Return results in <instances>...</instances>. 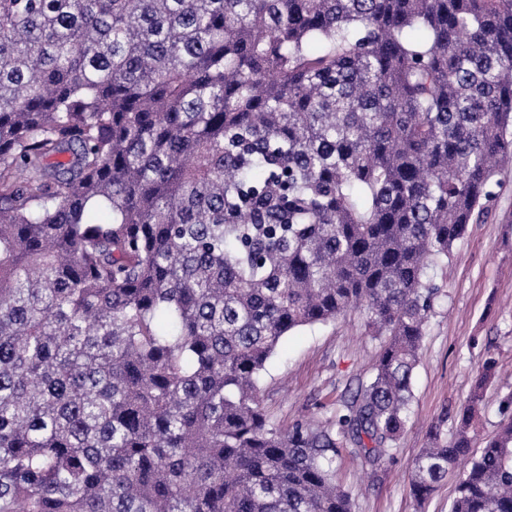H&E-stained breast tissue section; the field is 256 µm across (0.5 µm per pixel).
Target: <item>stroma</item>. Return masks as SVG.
<instances>
[{
    "label": "stroma",
    "instance_id": "obj_1",
    "mask_svg": "<svg viewBox=\"0 0 512 512\" xmlns=\"http://www.w3.org/2000/svg\"><path fill=\"white\" fill-rule=\"evenodd\" d=\"M499 179L486 219L469 225L447 265L429 271L442 292L422 342L409 423L392 459L370 467L345 448L336 461V479L351 494L352 512H448L457 472H449L421 506L408 492L406 473L434 418L465 403L489 353L500 375L484 392L473 453H480L502 419V402L512 393V167ZM381 349V340L366 335L363 317L355 311L290 333L264 371L262 405L268 420L285 429L302 419L332 417L369 382Z\"/></svg>",
    "mask_w": 512,
    "mask_h": 512
}]
</instances>
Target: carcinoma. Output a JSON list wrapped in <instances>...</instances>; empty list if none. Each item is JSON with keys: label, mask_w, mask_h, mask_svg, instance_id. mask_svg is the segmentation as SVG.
I'll return each instance as SVG.
<instances>
[{"label": "carcinoma", "mask_w": 512, "mask_h": 512, "mask_svg": "<svg viewBox=\"0 0 512 512\" xmlns=\"http://www.w3.org/2000/svg\"><path fill=\"white\" fill-rule=\"evenodd\" d=\"M512 164V0H0V512H352ZM384 338L345 413L269 424L283 338ZM487 357L408 472L512 512Z\"/></svg>", "instance_id": "cac0c4a2"}]
</instances>
